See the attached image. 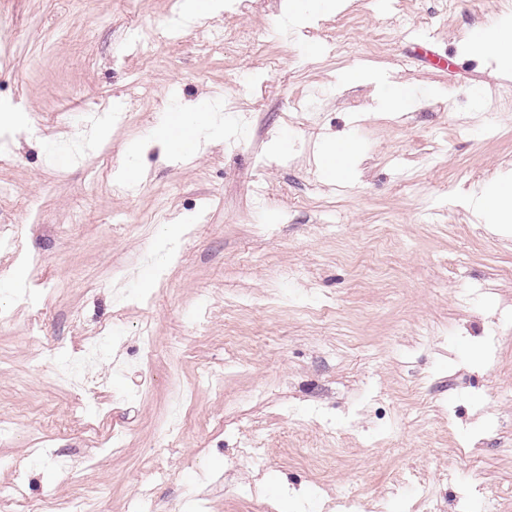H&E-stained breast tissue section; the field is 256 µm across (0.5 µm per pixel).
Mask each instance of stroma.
<instances>
[{"label": "stroma", "instance_id": "obj_1", "mask_svg": "<svg viewBox=\"0 0 512 512\" xmlns=\"http://www.w3.org/2000/svg\"><path fill=\"white\" fill-rule=\"evenodd\" d=\"M289 2L0 0V485L30 459L68 512L90 468L88 512H131L155 459L151 512H512V228L474 210L512 180V63L469 41L512 0ZM206 101L223 136L162 161ZM109 322L125 372L73 394L43 352ZM224 8L221 0H186L183 3V13L188 18L200 17L204 14L216 15Z\"/></svg>", "mask_w": 512, "mask_h": 512}]
</instances>
